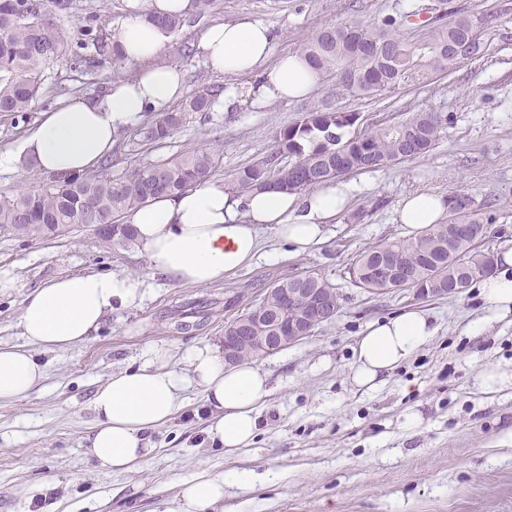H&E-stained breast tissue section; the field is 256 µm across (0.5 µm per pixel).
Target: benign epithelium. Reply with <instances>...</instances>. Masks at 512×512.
Instances as JSON below:
<instances>
[{
  "mask_svg": "<svg viewBox=\"0 0 512 512\" xmlns=\"http://www.w3.org/2000/svg\"><path fill=\"white\" fill-rule=\"evenodd\" d=\"M336 296L327 288H268L256 310L243 317L246 336H224V358L239 361L241 349L251 347L272 355L310 338L338 312Z\"/></svg>",
  "mask_w": 512,
  "mask_h": 512,
  "instance_id": "obj_1",
  "label": "benign epithelium"
}]
</instances>
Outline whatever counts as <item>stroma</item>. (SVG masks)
Instances as JSON below:
<instances>
[{
    "label": "stroma",
    "instance_id": "1",
    "mask_svg": "<svg viewBox=\"0 0 512 512\" xmlns=\"http://www.w3.org/2000/svg\"><path fill=\"white\" fill-rule=\"evenodd\" d=\"M55 20L68 43L89 13H98V43L47 68L48 87L29 111L0 113V149L17 147L42 113L63 98L98 95L134 65L114 60L110 30L125 0H68ZM406 0H218L211 15L188 18L171 34L161 63L180 67L186 93L226 86L198 57L202 26L243 16L273 24L275 54L297 52L318 28L351 18L398 12ZM475 15L484 56L426 83H403L369 97L335 82L318 84L309 98L269 101L232 112L187 113L166 139L145 143L138 129L120 139L112 172L188 149L221 161L217 179L273 149L275 131L314 107L330 105L359 115L358 128L395 122L403 113H440V139L429 153L387 169L343 176L347 210L327 225L321 245L289 257L272 226H264L259 257L223 282L178 285L155 272L137 246L103 243L89 228L63 236L0 235V269L17 286L0 292V342L20 340L25 296L60 275L129 272L144 281L135 308L109 313L89 340L40 359L45 378L27 396L0 401V512H161L178 480L199 469L252 472L251 484H228L219 512H512V384L488 393L485 366L512 374V314L486 320L476 290L446 299H422L414 290L371 294L354 285L350 266L366 248L403 239L395 221L403 195L431 190L471 198L493 218L485 246L512 249V0H451ZM313 270L340 295L335 319L313 337L261 359L270 377L268 403L259 412L255 442L229 458L211 443L201 391L185 392L184 409L153 434L157 451L140 469L98 468L84 448L92 426L89 404L112 373L137 367L151 348L186 351L219 345L225 325L262 291ZM205 305L190 329H179L192 303ZM412 309L426 312L436 335L389 373L377 390L353 386V348L372 321Z\"/></svg>",
    "mask_w": 512,
    "mask_h": 512
}]
</instances>
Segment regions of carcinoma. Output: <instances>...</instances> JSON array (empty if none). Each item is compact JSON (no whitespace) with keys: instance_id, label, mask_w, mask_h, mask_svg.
<instances>
[{"instance_id":"obj_1","label":"carcinoma","mask_w":512,"mask_h":512,"mask_svg":"<svg viewBox=\"0 0 512 512\" xmlns=\"http://www.w3.org/2000/svg\"><path fill=\"white\" fill-rule=\"evenodd\" d=\"M35 19L17 15L15 0H0V112L29 110L39 96L47 65L66 56L65 42L55 21L65 0H33ZM423 8L411 4L394 17L377 22L352 19L328 23L301 46L321 78L356 96L374 95L401 83H424L438 71H449L469 58L484 55L485 43L474 34L475 19L448 12V21L433 25L417 41L400 36V28L414 23ZM467 40L461 55L448 46ZM219 96L217 89L195 94L183 109L162 112L143 128L147 142L169 136L183 124L187 112H209ZM353 112L316 108L301 120L277 131L271 153L235 170L226 189L244 194L271 186L288 192L333 183L341 172L384 169L419 157L436 145L442 119L435 112H413L405 118L349 138L342 130L355 125ZM219 159L203 150L186 151L172 159L148 163L116 178L110 166L99 171L56 178L36 191L0 195V234L61 236L81 223L89 211L115 224L161 194H175L214 178ZM450 209L458 217L435 224L410 240L377 244L358 255L350 268L357 287L384 294L402 285L410 288L469 287L493 271L495 255L480 250L466 234H453L450 224H481L469 197H450ZM390 254L400 256L398 267L385 266Z\"/></svg>"}]
</instances>
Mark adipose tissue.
<instances>
[{"label":"adipose tissue","mask_w":512,"mask_h":512,"mask_svg":"<svg viewBox=\"0 0 512 512\" xmlns=\"http://www.w3.org/2000/svg\"><path fill=\"white\" fill-rule=\"evenodd\" d=\"M192 10V0H126L111 39L125 61L136 65V74L113 79L102 95L70 100L43 113L18 149L0 150V171L16 170L24 157L53 177L95 169L111 155L123 131L183 98V71L158 61L169 34L155 19L184 17ZM275 39L271 25L247 17L201 30L196 42L199 57L213 73L232 80L219 108L294 101L313 93L318 74L303 55L273 57ZM348 202L346 187L336 183L306 193L266 189L238 195L210 181L155 197L130 213L128 222L163 277L208 285L223 281L259 255V225H274L288 254L299 255L322 243L326 224ZM447 211L444 195L415 191L401 200L397 220L419 232L443 222ZM476 289L492 316L512 313V249L498 255L496 272L479 280ZM143 296L139 276L112 271L59 276L27 294L19 321L20 343L0 344V400L37 388L44 367L36 350H65L85 342L108 312L136 307ZM435 333L431 318L420 310L369 323L354 349L353 383L376 390ZM175 359L173 350H155L141 366L114 373L96 388L90 402L94 426L86 441L99 468L130 472L152 457L156 446L151 434L182 409L181 393L189 382L213 410L208 434L225 455L253 443L258 412L272 392L268 373L248 362L227 364L222 349L208 344L187 350L188 373L175 370ZM224 484L223 475L200 470L179 481L177 495L162 512H215L224 499Z\"/></svg>","instance_id":"1"}]
</instances>
